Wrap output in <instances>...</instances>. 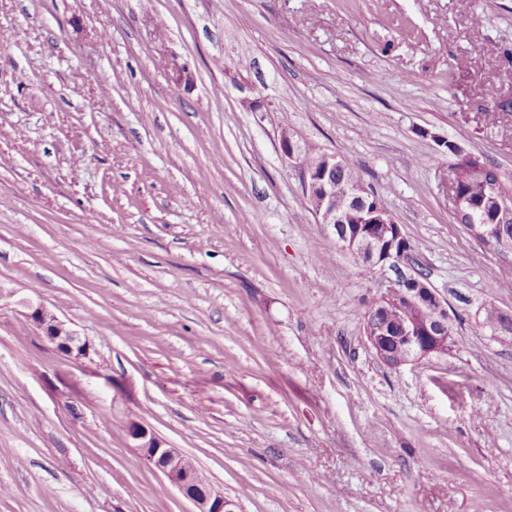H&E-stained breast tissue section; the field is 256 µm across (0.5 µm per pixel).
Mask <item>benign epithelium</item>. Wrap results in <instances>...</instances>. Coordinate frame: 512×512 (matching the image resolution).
Instances as JSON below:
<instances>
[{"label":"benign epithelium","instance_id":"obj_1","mask_svg":"<svg viewBox=\"0 0 512 512\" xmlns=\"http://www.w3.org/2000/svg\"><path fill=\"white\" fill-rule=\"evenodd\" d=\"M279 146L286 158L300 162L313 212L338 248L368 267L393 264L402 257L405 237L401 226L396 224L389 210L374 204L371 192L361 182L352 181L349 192L344 195L336 193V171L341 167L336 156L303 161L298 140L286 131L281 133ZM357 212L362 215L363 223L347 224L348 217ZM470 233L484 239L489 246L494 245L497 234L506 238L503 226L494 224H474ZM18 304L27 310L28 318L55 348L79 356L89 355L88 344L42 302L25 298ZM374 306L388 311L393 320L389 325L374 324L365 328L368 342L388 367L397 369L448 351L452 343L448 310L445 301L427 283L415 278L398 281ZM127 433L133 448L170 486L193 503L195 512H238V501L224 495V491L200 472L191 470L182 452L165 446L146 426L133 421Z\"/></svg>","mask_w":512,"mask_h":512}]
</instances>
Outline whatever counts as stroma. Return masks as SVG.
I'll use <instances>...</instances> for the list:
<instances>
[{
	"instance_id": "stroma-1",
	"label": "stroma",
	"mask_w": 512,
	"mask_h": 512,
	"mask_svg": "<svg viewBox=\"0 0 512 512\" xmlns=\"http://www.w3.org/2000/svg\"><path fill=\"white\" fill-rule=\"evenodd\" d=\"M491 87L512 0H0V282L90 347L0 298V512H193L132 421L241 512H512V334L483 323L512 253L457 223L438 145L512 178ZM285 129L353 162L411 259L338 249ZM403 275L453 345L394 370L364 325ZM18 304L27 310L28 318L56 349H62L70 354L76 352L77 356L89 355L88 344L42 302L25 298L20 299Z\"/></svg>"
}]
</instances>
